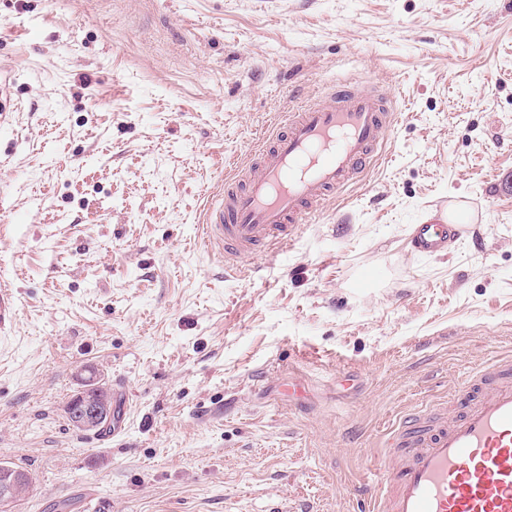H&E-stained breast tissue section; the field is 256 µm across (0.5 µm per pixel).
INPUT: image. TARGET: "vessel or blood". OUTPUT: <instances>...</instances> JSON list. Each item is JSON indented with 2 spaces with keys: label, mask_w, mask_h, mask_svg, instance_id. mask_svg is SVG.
<instances>
[{
  "label": "vessel or blood",
  "mask_w": 512,
  "mask_h": 512,
  "mask_svg": "<svg viewBox=\"0 0 512 512\" xmlns=\"http://www.w3.org/2000/svg\"><path fill=\"white\" fill-rule=\"evenodd\" d=\"M400 121L394 100L355 84L281 115L250 153L252 173L226 181L203 215L207 244L224 271L248 277L252 260L298 233L379 158ZM461 224H418L415 253L434 255L460 243ZM16 289L0 286V335L17 310ZM390 468L359 489L361 512H512V357L496 359L454 392L449 415L433 425L409 415L388 439Z\"/></svg>",
  "instance_id": "b4317fda"
}]
</instances>
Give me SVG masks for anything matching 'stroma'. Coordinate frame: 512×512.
<instances>
[{
    "mask_svg": "<svg viewBox=\"0 0 512 512\" xmlns=\"http://www.w3.org/2000/svg\"><path fill=\"white\" fill-rule=\"evenodd\" d=\"M11 512H356L388 432L512 353V0H0ZM397 91L391 157L226 277L208 196L279 114ZM463 209L477 241L413 255ZM122 428L64 412L82 367ZM18 295L15 288L0 286V343L8 337L4 336L13 325L17 310ZM18 468V466H14ZM18 469L0 465V473L3 484V494L0 495V511L5 512L3 505L15 500L19 492L25 487L28 482V477L25 473L20 472Z\"/></svg>",
    "mask_w": 512,
    "mask_h": 512,
    "instance_id": "stroma-1",
    "label": "stroma"
}]
</instances>
